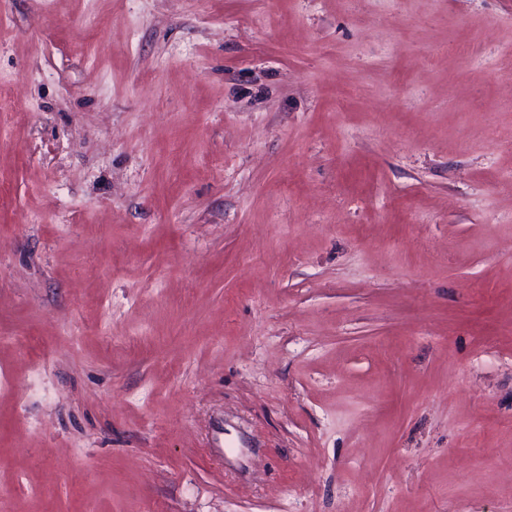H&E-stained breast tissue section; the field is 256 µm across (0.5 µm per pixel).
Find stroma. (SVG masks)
I'll use <instances>...</instances> for the list:
<instances>
[{
  "instance_id": "stroma-1",
  "label": "stroma",
  "mask_w": 512,
  "mask_h": 512,
  "mask_svg": "<svg viewBox=\"0 0 512 512\" xmlns=\"http://www.w3.org/2000/svg\"><path fill=\"white\" fill-rule=\"evenodd\" d=\"M0 512H512V0H0Z\"/></svg>"
}]
</instances>
